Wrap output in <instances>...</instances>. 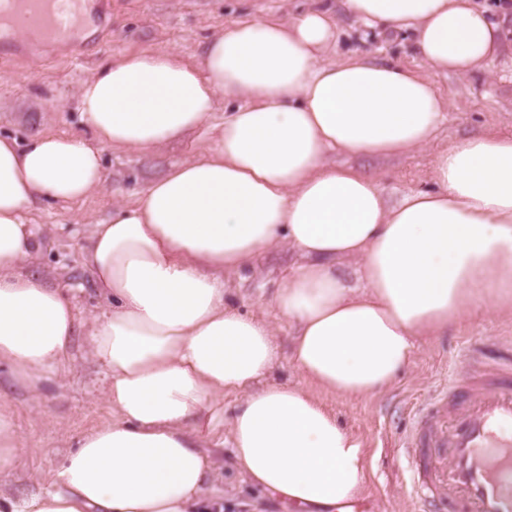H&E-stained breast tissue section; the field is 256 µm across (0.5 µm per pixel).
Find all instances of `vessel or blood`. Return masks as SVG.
<instances>
[{
  "label": "vessel or blood",
  "instance_id": "vessel-or-blood-1",
  "mask_svg": "<svg viewBox=\"0 0 512 512\" xmlns=\"http://www.w3.org/2000/svg\"><path fill=\"white\" fill-rule=\"evenodd\" d=\"M10 34L75 41L84 0H13ZM400 438L419 512H512V356L492 355L444 381L410 409Z\"/></svg>",
  "mask_w": 512,
  "mask_h": 512
}]
</instances>
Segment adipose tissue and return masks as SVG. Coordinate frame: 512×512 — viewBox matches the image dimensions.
Segmentation results:
<instances>
[{"mask_svg": "<svg viewBox=\"0 0 512 512\" xmlns=\"http://www.w3.org/2000/svg\"><path fill=\"white\" fill-rule=\"evenodd\" d=\"M344 4L368 25L413 30L421 67L328 60L338 29L322 8L256 17L226 26L194 64L146 51L97 68L78 91L83 133L0 136V361L38 393L78 320L62 288L24 269L39 249L29 212L100 188L105 149L212 132L200 156L93 225L84 262L103 308L88 349L114 416L78 440L56 489L0 500V512H224L204 493L218 468L200 449L224 429L250 486L301 512H348L366 494L368 450L320 393L374 396L416 340L476 306L512 311V137L450 142L433 161L435 191L393 205L371 177L326 160L429 144L448 110L432 73L487 70L500 27L475 0ZM223 99L236 107L212 124ZM278 245L304 258L273 304L305 382L259 389L278 361L275 331L228 305L224 275ZM228 393L240 396L229 415Z\"/></svg>", "mask_w": 512, "mask_h": 512, "instance_id": "adipose-tissue-1", "label": "adipose tissue"}]
</instances>
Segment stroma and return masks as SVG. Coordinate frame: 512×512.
Segmentation results:
<instances>
[{"label": "stroma", "mask_w": 512, "mask_h": 512, "mask_svg": "<svg viewBox=\"0 0 512 512\" xmlns=\"http://www.w3.org/2000/svg\"><path fill=\"white\" fill-rule=\"evenodd\" d=\"M312 4L313 0H88L81 32L94 47L87 55L70 58L62 51H34L21 62H0V135L24 140L44 131L80 132L78 88L100 64L163 48L194 62L227 23L261 14L288 19ZM330 4L340 31L336 58L356 54L378 63L419 65L413 32L365 25L346 13L341 0ZM434 81L448 101V112L432 143L395 157L336 153L333 162L375 178L388 202L394 203L414 191L435 190L430 170L439 145L484 132L512 136L511 43L489 71L468 76L438 73ZM207 143L205 134L197 132L152 152L105 151L100 189L64 207L36 205L29 221L43 225L45 237L29 268L73 296L80 325H87L100 310L96 284L83 261L92 224L111 214L113 204L132 203L169 165L195 158ZM297 261L288 248L268 249L249 269L226 281L227 301L233 308L264 317L275 327L280 359L265 377L269 383L303 380L289 359L288 323L273 304L277 282ZM469 336L484 343L512 339V314L487 306L465 313L445 335L416 341L412 365L374 397L326 396L327 406L369 450L366 501L374 512H417L405 481L406 459L398 446L407 424L399 410L460 368L458 344ZM104 388V374L89 358L82 335L75 339L68 373L45 394L15 384L6 369H0V411L10 410L21 442L11 468L0 474L1 494L19 498L52 484L75 442L109 420ZM207 452L220 468L216 486L224 494V512H297L237 476L230 466L229 447L211 446Z\"/></svg>", "instance_id": "35a3bbf8"}]
</instances>
